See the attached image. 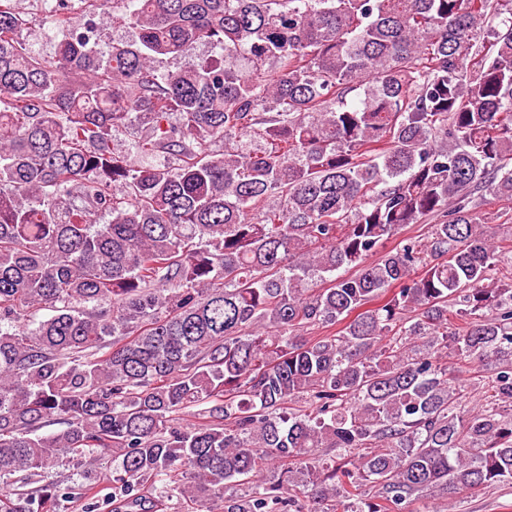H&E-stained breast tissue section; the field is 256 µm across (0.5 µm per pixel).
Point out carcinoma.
I'll use <instances>...</instances> for the list:
<instances>
[{"mask_svg":"<svg viewBox=\"0 0 512 512\" xmlns=\"http://www.w3.org/2000/svg\"><path fill=\"white\" fill-rule=\"evenodd\" d=\"M76 4L41 56L0 0V512H58L33 483L70 463L81 512L512 484V251L479 212L512 201V0H112L106 50ZM95 20L99 23L100 44L103 46L112 45V41H128L132 38L133 30L120 21L111 20L100 24L99 17Z\"/></svg>","mask_w":512,"mask_h":512,"instance_id":"carcinoma-1","label":"carcinoma"}]
</instances>
